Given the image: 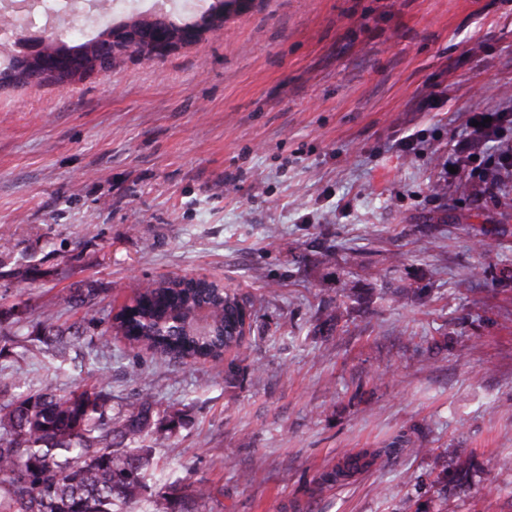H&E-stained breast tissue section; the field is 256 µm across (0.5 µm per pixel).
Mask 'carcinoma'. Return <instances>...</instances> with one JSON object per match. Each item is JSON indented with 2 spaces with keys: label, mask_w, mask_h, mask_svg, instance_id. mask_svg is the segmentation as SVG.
<instances>
[{
  "label": "carcinoma",
  "mask_w": 512,
  "mask_h": 512,
  "mask_svg": "<svg viewBox=\"0 0 512 512\" xmlns=\"http://www.w3.org/2000/svg\"><path fill=\"white\" fill-rule=\"evenodd\" d=\"M236 0H218L202 18L200 27L224 21V12ZM163 20H140L132 29L157 28L161 37L181 29ZM102 37L85 43L45 48L87 63L94 70ZM95 289L70 295L63 303L84 310L82 320L67 327L55 315L41 313V332L35 342L21 345V355L50 347L65 363L69 352L85 341L84 324L97 321L92 295ZM111 328L131 349H146L159 359H219L240 347L251 331L236 289L215 280L191 284L161 278L141 287L131 305L112 316ZM180 412L161 411L154 393L143 388L135 398L118 406L104 389L77 388L60 395L51 387L22 388L14 381L0 382V512H134L148 489L150 470L156 468L154 444L148 437L165 438L183 425ZM373 453L348 455L315 483L334 484L371 466ZM216 501L211 488L186 486L164 475V492L157 512H212Z\"/></svg>",
  "instance_id": "obj_1"
}]
</instances>
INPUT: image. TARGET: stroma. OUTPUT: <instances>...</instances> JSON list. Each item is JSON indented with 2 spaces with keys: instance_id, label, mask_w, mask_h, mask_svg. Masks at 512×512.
<instances>
[{
  "instance_id": "35a3bbf8",
  "label": "stroma",
  "mask_w": 512,
  "mask_h": 512,
  "mask_svg": "<svg viewBox=\"0 0 512 512\" xmlns=\"http://www.w3.org/2000/svg\"><path fill=\"white\" fill-rule=\"evenodd\" d=\"M509 105L512 0H248L161 60L0 88V337L92 288L107 339L65 373L11 349L0 380L152 384L185 412L159 464L213 512H512V175L494 199L440 178L468 112ZM196 275L251 302L240 349L163 362L108 332L140 284ZM371 458L367 459V453L348 455L339 461L330 471L323 472L316 480L317 485L334 484L338 480L350 477L354 473L371 466L377 456L370 454Z\"/></svg>"
}]
</instances>
